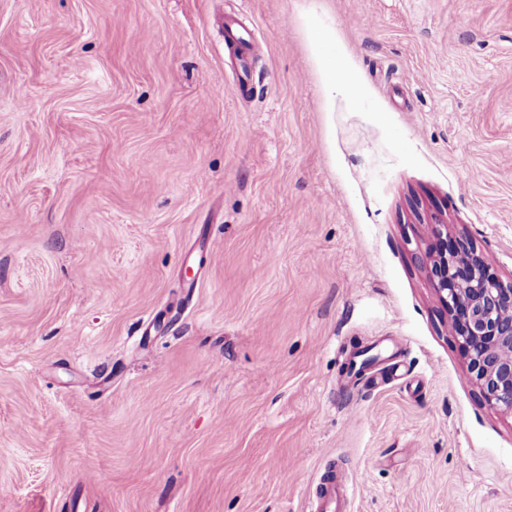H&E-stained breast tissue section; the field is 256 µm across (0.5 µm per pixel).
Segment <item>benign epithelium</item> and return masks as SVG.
Returning a JSON list of instances; mask_svg holds the SVG:
<instances>
[{"label": "benign epithelium", "instance_id": "1", "mask_svg": "<svg viewBox=\"0 0 512 512\" xmlns=\"http://www.w3.org/2000/svg\"><path fill=\"white\" fill-rule=\"evenodd\" d=\"M463 252L470 248L438 251L429 276L447 309L463 312L451 326L485 401L512 413V281L500 280L475 255L467 261L469 274L460 277L456 255Z\"/></svg>", "mask_w": 512, "mask_h": 512}]
</instances>
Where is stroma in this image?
<instances>
[{
    "label": "stroma",
    "mask_w": 512,
    "mask_h": 512,
    "mask_svg": "<svg viewBox=\"0 0 512 512\" xmlns=\"http://www.w3.org/2000/svg\"><path fill=\"white\" fill-rule=\"evenodd\" d=\"M439 224L512 280V0H0V512H512ZM311 34L318 55V65L324 74L326 85L335 92H352L356 87L355 81L347 75L345 68L336 65V61L342 58L340 55H336V49L324 51L330 38L314 20L311 23ZM318 510L321 512H342V508L351 496L349 486L343 487L336 481L335 476H326L322 479L318 492Z\"/></svg>",
    "instance_id": "stroma-1"
}]
</instances>
